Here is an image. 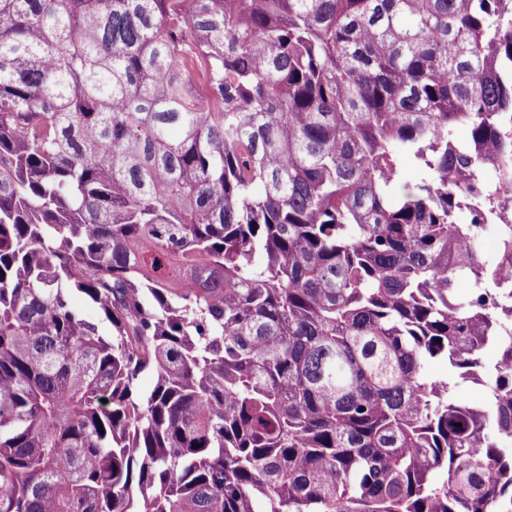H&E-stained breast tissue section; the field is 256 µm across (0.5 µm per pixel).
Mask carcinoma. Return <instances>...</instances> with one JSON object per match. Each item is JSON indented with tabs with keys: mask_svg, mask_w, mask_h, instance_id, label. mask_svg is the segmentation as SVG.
<instances>
[{
	"mask_svg": "<svg viewBox=\"0 0 512 512\" xmlns=\"http://www.w3.org/2000/svg\"><path fill=\"white\" fill-rule=\"evenodd\" d=\"M502 267L512 0H0V512H512ZM69 301L76 311L96 325L99 335L105 339H109L111 337L110 324L98 314L94 306L89 301L76 294L69 296Z\"/></svg>",
	"mask_w": 512,
	"mask_h": 512,
	"instance_id": "1",
	"label": "carcinoma"
}]
</instances>
